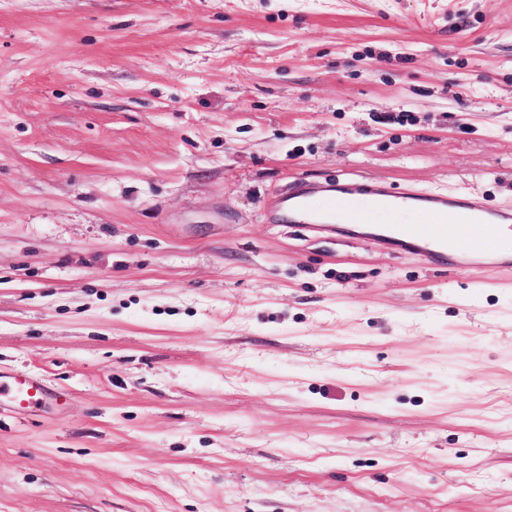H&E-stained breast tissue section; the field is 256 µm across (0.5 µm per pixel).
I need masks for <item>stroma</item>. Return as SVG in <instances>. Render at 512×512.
<instances>
[{
	"label": "stroma",
	"mask_w": 512,
	"mask_h": 512,
	"mask_svg": "<svg viewBox=\"0 0 512 512\" xmlns=\"http://www.w3.org/2000/svg\"><path fill=\"white\" fill-rule=\"evenodd\" d=\"M512 208V0H0V512H512V273L291 222ZM359 190H366L376 202L384 208L389 207L393 201V197L388 195L385 182L381 180H370L369 184L346 183L338 187L336 199H327L321 192L319 187L310 186L302 192L286 196L282 202L288 208L293 219L298 224H333L336 219V212L348 215L350 222L354 223H371L372 210L367 212L347 213L343 208L347 201L358 194ZM8 378L3 384L1 378ZM0 373V397L7 396L9 401L18 410H32L37 408L45 397V389L40 381L2 376Z\"/></svg>",
	"instance_id": "obj_1"
}]
</instances>
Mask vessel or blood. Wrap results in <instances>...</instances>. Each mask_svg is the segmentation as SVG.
I'll return each mask as SVG.
<instances>
[{
    "instance_id": "vessel-or-blood-1",
    "label": "vessel or blood",
    "mask_w": 512,
    "mask_h": 512,
    "mask_svg": "<svg viewBox=\"0 0 512 512\" xmlns=\"http://www.w3.org/2000/svg\"><path fill=\"white\" fill-rule=\"evenodd\" d=\"M362 189L381 206H389L392 202L385 182L374 179L363 187L356 183L343 184L332 200L324 197L319 187L311 186L285 197L284 203L297 223L329 224L335 221L337 212L343 210L347 201ZM400 200L415 203L434 216L435 222L420 232L410 224L393 226L387 235L388 241L411 250L433 264H450L460 258L483 260L491 254L493 243L501 231L512 225V210L507 208L490 210L464 202L452 212L448 209L446 196L419 191L405 192ZM471 224L484 225L483 238L470 236L467 227ZM3 395L16 409L32 410L42 403L45 389L38 380L11 377L0 383V396Z\"/></svg>"
}]
</instances>
